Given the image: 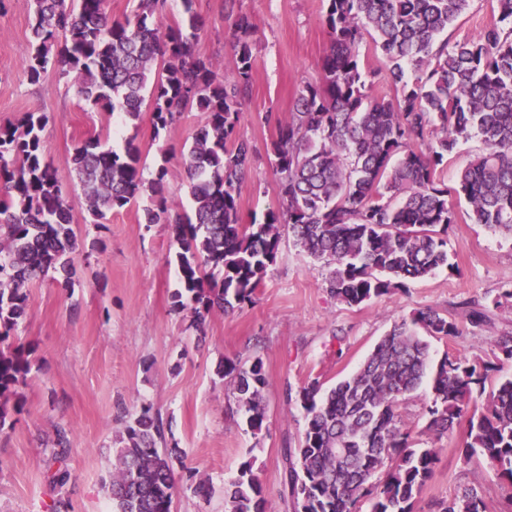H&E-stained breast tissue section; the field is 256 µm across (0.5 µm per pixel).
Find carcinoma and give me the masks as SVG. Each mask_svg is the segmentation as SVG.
<instances>
[{
	"label": "carcinoma",
	"instance_id": "carcinoma-1",
	"mask_svg": "<svg viewBox=\"0 0 512 512\" xmlns=\"http://www.w3.org/2000/svg\"><path fill=\"white\" fill-rule=\"evenodd\" d=\"M32 84L52 69L97 110L136 120L153 115L154 134L174 130L196 108L206 122L182 156L190 211L167 194L165 169L147 181L141 149L119 153L100 139L76 144L69 172L82 183L87 210L101 223L114 209L150 199L145 223L172 226L178 253L180 309L202 325L215 307L232 311L255 301L283 236L327 268L328 293L358 306L425 279L448 266L449 198L464 195L468 216L512 237V0H495L498 16L453 44L444 34L471 0H327L331 46L321 76L295 94L288 121L275 126L268 154L279 207L246 224L239 209L254 147L237 133L254 73L257 26L237 15L231 34L234 74L222 78L196 51L201 18L196 0H181L183 17L165 21L167 0H136L124 21L104 0H32ZM371 40L380 68L366 71L359 47ZM393 84L390 99L374 94L375 79ZM44 113H26L0 127V432L18 410V389L31 371V352L8 343L25 316L29 285L49 272L74 274L78 250L62 177L42 149ZM477 136L484 148L456 174L443 177L448 156ZM512 302V284L493 307ZM491 307V308H493ZM491 308L468 307L464 320L483 329ZM462 323L432 308L395 325L359 367L328 390L300 391L306 411L298 447L283 449L284 497L293 512H415L439 462L436 448H413L397 406L427 386L426 431L441 438L462 421L464 463L512 482V377L486 391L496 362L512 361V336L494 344V360L448 356L434 361L426 337H456ZM238 406L254 436L266 429L270 383L262 359L228 361ZM162 421L144 407L116 435L112 512H171L172 453L160 447ZM58 434L53 481L71 478ZM436 512H486L481 482L436 503ZM224 512H267L250 460L224 484Z\"/></svg>",
	"mask_w": 512,
	"mask_h": 512
}]
</instances>
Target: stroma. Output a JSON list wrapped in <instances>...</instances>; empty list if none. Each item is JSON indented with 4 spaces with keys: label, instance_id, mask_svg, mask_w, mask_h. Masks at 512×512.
Masks as SVG:
<instances>
[{
    "label": "stroma",
    "instance_id": "1",
    "mask_svg": "<svg viewBox=\"0 0 512 512\" xmlns=\"http://www.w3.org/2000/svg\"><path fill=\"white\" fill-rule=\"evenodd\" d=\"M205 21L196 48L212 58L223 76L234 70L229 29L236 13L258 27L251 94L238 128L256 149L252 171L240 191L244 220L279 205L276 177L267 154L275 135L266 112L287 119L298 86L318 79L330 45L326 0H196ZM31 0H0V125L27 112H45V159L63 174L62 191L72 214L80 253L71 279L55 274L28 288V311L16 340L32 352L33 366L21 390L14 425L0 432V512H111L114 438L130 415L151 407L164 424V442L179 457L172 512H224V484L239 465L252 460L268 512H292L283 500L282 452L298 445L306 411L299 392L312 381L330 388L354 372L375 343L416 311L432 308L461 317L467 305L485 304L512 282V238L472 223L466 201H454L456 222L448 229L450 265L390 295L351 307L332 298L326 270L282 240L254 303L232 312H211L195 328L173 295L179 289V247L167 224L143 219L147 198H139L95 225L82 187L69 177L72 149L93 138L122 148L132 138L142 149L146 175L166 171L171 197L188 198L181 154L187 136L206 115L185 112L179 129L155 136L150 109L139 120L89 109L73 88L48 71L30 84L24 63L31 51ZM512 335V307L496 311L491 326L464 328L455 338H431L434 358L450 355L491 359L502 335ZM261 358L269 376L266 425L253 436L239 409L225 362ZM427 391L398 408L416 447H434L440 461L426 483L417 512L448 499L482 479L487 512H512V485L480 476L476 464L460 460L467 427L437 438L425 431ZM65 432L71 479L52 482L50 461L58 432ZM206 481L210 497L191 486Z\"/></svg>",
    "mask_w": 512,
    "mask_h": 512
}]
</instances>
